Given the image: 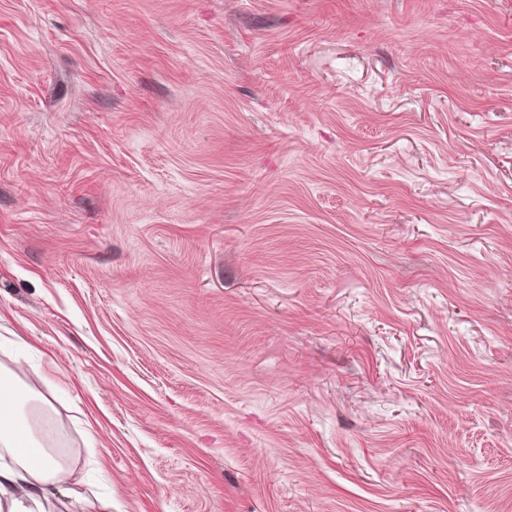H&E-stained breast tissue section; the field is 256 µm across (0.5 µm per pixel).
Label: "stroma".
<instances>
[{
	"instance_id": "1",
	"label": "stroma",
	"mask_w": 512,
	"mask_h": 512,
	"mask_svg": "<svg viewBox=\"0 0 512 512\" xmlns=\"http://www.w3.org/2000/svg\"><path fill=\"white\" fill-rule=\"evenodd\" d=\"M0 368L62 512H512V0H0Z\"/></svg>"
}]
</instances>
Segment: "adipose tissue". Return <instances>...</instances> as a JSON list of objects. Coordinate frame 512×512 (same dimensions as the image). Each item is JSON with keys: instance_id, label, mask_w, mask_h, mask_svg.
I'll return each instance as SVG.
<instances>
[{"instance_id": "obj_1", "label": "adipose tissue", "mask_w": 512, "mask_h": 512, "mask_svg": "<svg viewBox=\"0 0 512 512\" xmlns=\"http://www.w3.org/2000/svg\"><path fill=\"white\" fill-rule=\"evenodd\" d=\"M11 406L0 413V512H46L67 479V461L49 445L48 429H33L26 407L38 400L12 375L0 374Z\"/></svg>"}]
</instances>
